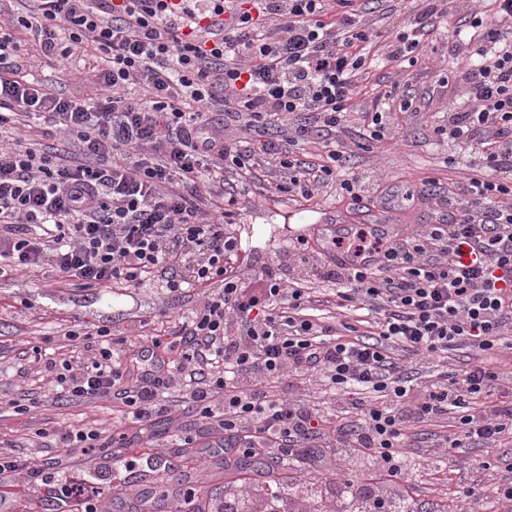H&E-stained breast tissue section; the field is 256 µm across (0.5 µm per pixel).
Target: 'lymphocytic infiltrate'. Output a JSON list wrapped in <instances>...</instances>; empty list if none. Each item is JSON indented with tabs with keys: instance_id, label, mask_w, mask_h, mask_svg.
Returning a JSON list of instances; mask_svg holds the SVG:
<instances>
[{
	"instance_id": "obj_1",
	"label": "lymphocytic infiltrate",
	"mask_w": 512,
	"mask_h": 512,
	"mask_svg": "<svg viewBox=\"0 0 512 512\" xmlns=\"http://www.w3.org/2000/svg\"><path fill=\"white\" fill-rule=\"evenodd\" d=\"M0 0V129L43 122L45 135L76 143L80 158L15 139L0 144V278L45 264L101 287L147 282L171 292L221 281L168 344L159 378H132L114 345L57 374L68 397H112L136 422L151 420L160 393L194 376L188 398L236 447L274 457L325 435L327 416L271 384L310 371L352 394L354 421L336 431L337 470L363 460L382 483L341 480L331 498L291 500V512H417L401 466L412 423L453 415L438 445L512 442V400L496 395L497 372L477 363L462 378L418 387L402 378L388 345L424 354L466 346L486 355L512 349V0H493L488 20L453 49L466 73V108L448 118L450 141L471 147V203L448 199L450 220L424 224L399 241L371 237L357 261L321 268L337 284L336 306L362 305L370 335L350 337L306 316L312 299L267 276L250 288L228 270L237 242L201 210L202 195L224 201V169L247 173L250 151L213 128L222 102L242 131L291 115L312 118L274 147L278 192L311 195L339 181L350 146L336 130L352 114L360 44L372 33L353 0ZM96 59L99 96L79 100L25 79L19 54ZM321 142L316 169L291 148Z\"/></svg>"
}]
</instances>
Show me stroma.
I'll return each instance as SVG.
<instances>
[{"label":"stroma","mask_w":512,"mask_h":512,"mask_svg":"<svg viewBox=\"0 0 512 512\" xmlns=\"http://www.w3.org/2000/svg\"><path fill=\"white\" fill-rule=\"evenodd\" d=\"M364 23L373 33L369 46L370 67L362 73L354 99L357 109L372 110L380 104L376 87L391 96L383 103L389 117L385 139H365L357 124L339 130V139L350 143L352 154L342 167L346 178L356 179L359 199L346 197L338 183L320 185L311 199L276 193L281 179L279 163L265 153L263 142L227 127L226 137L240 141L242 148L258 152L259 165L252 175L225 173L224 180L237 199L224 217L226 231L236 238L238 251L232 265L247 286H256L267 272L279 273L284 281L313 289L325 317L336 314L331 301L335 285L304 274L288 252L298 239L309 242L308 263L314 267L332 264L325 241L334 233H349L355 225H392L403 238L423 224H444L447 210L424 195L426 180H434L438 192H462L473 175L470 152L436 134L449 105H464V83L454 70L450 55L459 30L468 29V16H483L488 0H357ZM422 21L421 52L416 62H388L387 44L392 32ZM28 79L53 86L68 97L90 98L99 91L93 60L76 58L66 66L39 55L28 47L22 60ZM212 283L187 293H171L152 284L116 290L86 287L57 276L52 266L0 279V453L40 463L63 456L61 432L73 428H95L112 437L131 436L126 451L140 458L159 451L176 453L184 472L195 473V502L202 512L223 502L224 488L231 480L223 464L210 463L212 445L218 435L201 419L183 388L169 390L158 400V412L144 428H136L124 406L107 398L69 399L59 394L54 375L46 371L39 352L56 362L87 356L98 348L97 336L71 337L74 325L110 329L115 338L138 345L141 336L166 334L197 309L206 293L219 291ZM471 348L462 346L445 354L413 357L412 366L420 385L455 375L476 363ZM284 397L302 399L320 411L334 415L343 424L342 393L320 385L310 374L291 372L277 383ZM453 422L439 418L415 424L408 442L411 455L407 473L410 489L424 512H495L497 505L487 485L489 479L512 481V445L460 448L451 454L447 476H439L430 464L432 448L444 435L452 434ZM336 441L327 438L320 455L322 471L289 462L270 464L272 477L302 479L314 486L336 479ZM85 468L53 470L55 481L80 477L100 484L99 512H119L127 499L156 497L147 485L134 490L115 485L113 467L98 461L97 454L83 456ZM492 465L480 469V462Z\"/></svg>","instance_id":"stroma-1"}]
</instances>
